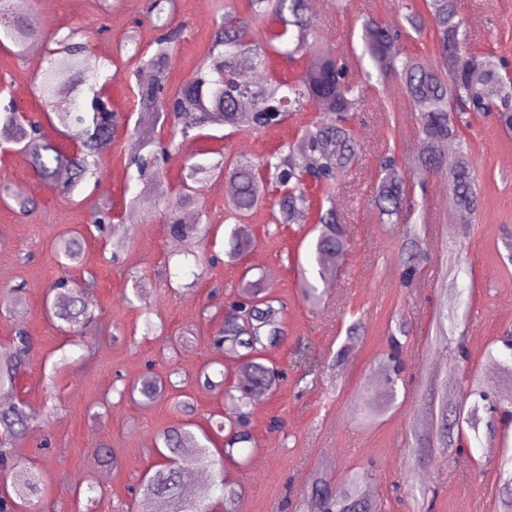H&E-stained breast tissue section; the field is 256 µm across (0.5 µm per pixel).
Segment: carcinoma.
<instances>
[{
	"mask_svg": "<svg viewBox=\"0 0 512 512\" xmlns=\"http://www.w3.org/2000/svg\"><path fill=\"white\" fill-rule=\"evenodd\" d=\"M224 0V13L213 29L211 48L196 66L193 76L176 88L166 83V72L176 52L178 34L169 28L166 7L173 0H153L151 24L163 31L151 43L153 50L141 47L132 38L133 56L139 67L152 71L149 80L136 82L134 92L139 113L143 117L160 114L170 119L173 131L166 141L156 139L154 130L140 122L134 127L142 140L140 152L130 158L129 181L142 189L132 204L144 201L163 206L169 235L188 244L201 235L215 232L209 224L186 223L180 212L193 207L202 210L201 191L213 176L229 175L236 192L227 206L225 220L232 222L227 255L241 260L255 244L252 231L245 223L253 210L266 199L269 189L279 191L273 202L272 217L276 224L315 223L312 241L320 279L346 258L350 244L336 210L334 191L338 178L349 173L359 159L360 144L350 129V116L362 102L366 90L394 77L400 81L419 116L420 144L413 157L414 166L399 163L386 155L380 160V171L373 190V203L386 224H407L403 248V279L411 281L418 272L421 256L419 233L412 225L414 177L426 172L440 173L448 185V203L453 209L474 211L478 196L474 166L464 146L463 129L468 114L475 111L496 113L499 126L512 132V73L489 53L468 48L469 32L460 17L458 0H424L426 14L404 15L402 30L370 17L361 23L360 52L348 57L322 42L313 31L310 18L317 0H241L244 16ZM26 0H0V44L8 41L22 52L35 42L24 22ZM433 27L437 37V56L428 59L402 53L397 47L401 33H419ZM72 30L45 46L39 73L42 97L52 101L59 87L71 85L78 90L77 101L68 110L55 113L54 129L62 138L75 137L84 142L83 150L72 155L61 149L44 131L40 120L27 115L11 101L0 112V137L20 146L40 180L50 187H63L73 192L83 183L98 180L100 146L129 131V120L112 110L103 97L99 80L109 61L75 41ZM285 56L290 61L302 60L304 66L292 77H272L265 73L270 54ZM359 66L366 84L357 85L350 77V65ZM322 112L325 117L308 124L299 138L283 144L258 161L220 156L187 167L179 189L171 193L158 177L161 161L179 148L176 137L185 143L191 132L207 127H230L238 131L257 132L284 122L292 112L306 108ZM454 142L457 151L448 155L444 144ZM68 172L65 182L60 171ZM15 203L21 214L32 212L37 201L25 194L16 183L0 184V203ZM330 203L324 207V203ZM87 230L105 231L112 223V205L95 202L90 208ZM81 232L60 235L52 244L57 262L63 268L76 263L81 256ZM98 278L89 272L77 283L62 277L52 286L55 297H46L45 310L52 319L64 322L81 336L95 323L86 296ZM263 275L243 274L233 294V305L245 311L246 317L224 316V324L214 331L212 344L243 361L245 376L238 384L224 387V380H214L203 369L197 381L206 388L224 391V416L213 422L217 432L228 431L224 448L210 452L209 433L196 434L188 422L164 429L158 436L156 452L173 464H160L152 474L144 475L136 493L154 501L167 512H212L208 503L209 487L189 490L184 473L205 470L219 478L224 488V512H233L238 498L236 483L224 473V460H232L252 443L250 419L252 406L266 391L274 388L282 374L265 363V352L278 347L287 336L286 306L262 287ZM406 335L402 323L389 331L390 353L386 354L388 384L395 388L402 372L399 353L402 344L397 335ZM361 341V328L352 322L346 329L343 345L336 355L340 363L354 356ZM497 346L488 351L490 363L501 366L512 377V331L495 340ZM31 343L28 333L19 328L13 347L0 352V512H21L23 505L44 492L40 477L14 457L16 443L38 419L39 411L13 398L16 380L29 360ZM171 384L160 376L146 375L129 386L130 394H139L141 403L152 404ZM475 397L467 411L458 405L463 397ZM368 421L385 410L373 404L368 392L360 389L354 396ZM435 420L426 437L420 439L417 455L431 448L451 454L466 445L469 437L479 438L480 425L493 436L512 427V396L491 400L481 377L467 379V392L430 393L426 399ZM485 410L487 416L480 415ZM499 475V512H512V454L502 452L492 462ZM365 475L351 470L345 476L342 492H333L328 480L316 475L303 491L307 512H382V504L363 492Z\"/></svg>",
	"mask_w": 512,
	"mask_h": 512,
	"instance_id": "carcinoma-1",
	"label": "carcinoma"
}]
</instances>
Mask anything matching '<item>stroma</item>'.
Listing matches in <instances>:
<instances>
[{
  "mask_svg": "<svg viewBox=\"0 0 512 512\" xmlns=\"http://www.w3.org/2000/svg\"><path fill=\"white\" fill-rule=\"evenodd\" d=\"M152 0H31L28 17L36 18V42L17 55L0 47V94L36 118L55 112L44 102L34 81L42 48L53 38L82 26L95 53L110 57L117 75L105 86L113 109L137 114L132 88L140 76L130 56V39L149 43L158 35L149 25ZM224 0H175L172 27L182 32L178 52L167 73L177 87L189 79L207 54L217 9ZM461 17L473 50L490 52L512 65V0H460ZM423 0H350L344 10L320 12L314 29L322 40L342 52L358 46L363 18L373 17L400 26L408 11H420ZM313 112H293L288 119L261 133L228 127L206 130L204 137L186 142L164 162L161 177L177 190L196 153L219 151L228 157L257 158L296 138L313 119ZM362 145L352 171L336 187V207L344 217L351 249L334 272L333 288L323 290L319 303L302 296L300 269L315 263L301 241L304 224H275L268 207L248 219L256 239L244 261L225 254L230 230L224 221L227 198L208 182L203 189L204 217L219 228V238L200 239L192 261L167 265L175 248L159 209L145 212L131 223L127 206L137 191L127 180L132 136H119L102 155L99 181L73 196L50 189L31 176L27 159L14 151H0V182H16L38 202L27 216L0 205V288H16L15 313L0 312V349L9 347L17 326L31 340V356L16 380L15 395L29 406H52L49 418L30 428L17 453L40 474L45 494L26 512H78L85 499L75 493L91 482L101 489L94 512H117L127 506L142 512V500L132 488L158 463L154 451L159 433L190 422L210 430L223 414L220 396L196 381L207 365L223 370L227 382L238 380L237 359L215 351L210 337L224 320V302L237 288L245 268L270 275L271 294L287 307L288 337L267 353V360L283 369L286 378L256 403L251 423L253 442L247 461H225L240 495L235 512H293L314 472H326L332 488L342 487L353 468L367 470L366 493L385 503V512H496L492 489L498 481L488 462L502 450L500 440L472 441L453 455L433 452L420 468H409L416 434L432 417L416 401L417 383L438 375L449 391L459 390L466 373L486 379L498 394L512 393V378L490 366L487 350L512 327V267L499 253L502 240L512 234V134L505 133L489 112H473L464 131L478 173L479 204L468 225L457 224L448 207V193L440 176L417 179L413 200L426 218L423 249L427 260L411 287L401 282V228L384 224L373 204L379 156L384 148L408 158L419 146L418 113L398 80L369 91L352 119ZM101 200L112 205V228L86 236L81 261L69 276L81 281L87 272L99 277L87 295L102 338L82 344L75 333L61 331L44 312L45 296L61 271L52 243L64 232L89 221V207ZM165 326L161 337L133 335L141 324L139 308L124 305L134 286ZM448 303L455 313L447 338L431 341L436 309ZM403 319L409 332L403 340L407 359L403 384L389 389L380 383L370 396L386 405L376 421H364L352 409L351 397L368 387L375 373L384 371L388 330ZM362 323V340L343 376H336L331 359L342 344L341 332L353 321ZM465 343L470 360L466 371L455 366L457 343ZM308 347L319 364L305 374L296 363L297 347ZM68 355L69 365L52 370L50 361ZM178 371L180 384L151 406L144 407L118 391L147 375L167 376ZM190 403L191 413L177 408ZM110 448L111 464L89 467L99 446ZM409 474L415 488L427 489L424 505H417L396 483Z\"/></svg>",
  "mask_w": 512,
  "mask_h": 512,
  "instance_id": "35a3bbf8",
  "label": "stroma"
}]
</instances>
